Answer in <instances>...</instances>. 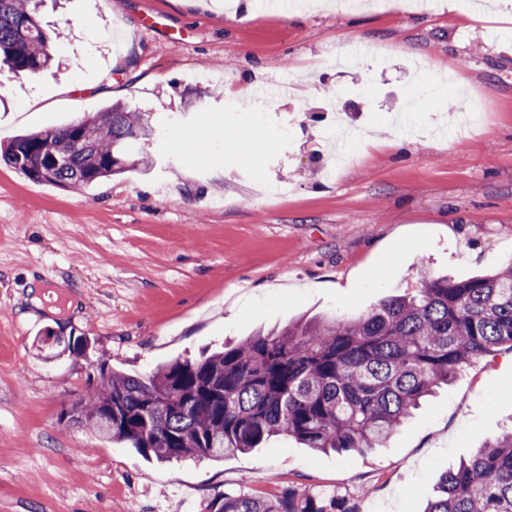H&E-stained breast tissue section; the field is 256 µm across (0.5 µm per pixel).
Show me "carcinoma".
Listing matches in <instances>:
<instances>
[{"label":"carcinoma","mask_w":512,"mask_h":512,"mask_svg":"<svg viewBox=\"0 0 512 512\" xmlns=\"http://www.w3.org/2000/svg\"><path fill=\"white\" fill-rule=\"evenodd\" d=\"M52 63L34 0H0V71L19 78ZM153 132L150 113L113 104L66 128L18 136L0 162L31 180L78 189L151 169L144 145ZM53 156L60 164L38 176ZM503 349L512 352V259L463 280L424 277L353 320L289 326L145 374L102 365L72 418L158 461L222 460L278 435L318 451L365 452L383 446L473 360ZM202 512L360 510L289 487L271 498L218 495ZM423 512H512V429L447 472Z\"/></svg>","instance_id":"obj_1"}]
</instances>
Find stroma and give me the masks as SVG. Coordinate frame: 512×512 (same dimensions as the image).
<instances>
[{"label": "stroma", "mask_w": 512, "mask_h": 512, "mask_svg": "<svg viewBox=\"0 0 512 512\" xmlns=\"http://www.w3.org/2000/svg\"><path fill=\"white\" fill-rule=\"evenodd\" d=\"M38 18L55 65L0 83V146L121 103L151 114L158 164L63 189L0 163V512H201L289 486L423 512L512 425V353L474 360L364 455L280 436L159 462L62 414L100 363L143 373L511 259L512 0L478 20L445 0H43ZM345 129L375 141L340 163ZM71 334L85 356L41 344Z\"/></svg>", "instance_id": "stroma-1"}]
</instances>
